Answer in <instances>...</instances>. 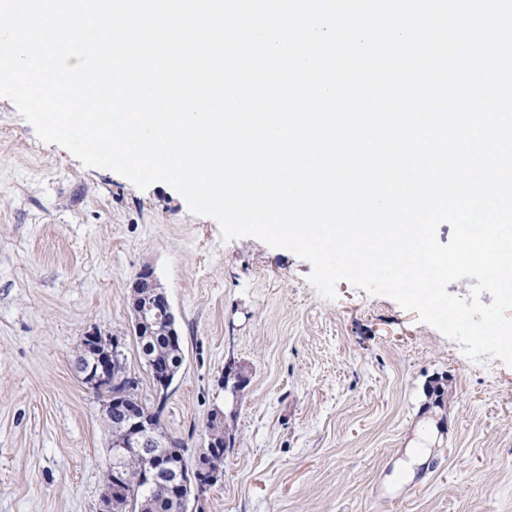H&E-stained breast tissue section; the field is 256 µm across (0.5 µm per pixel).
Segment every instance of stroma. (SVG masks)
<instances>
[{"mask_svg":"<svg viewBox=\"0 0 512 512\" xmlns=\"http://www.w3.org/2000/svg\"><path fill=\"white\" fill-rule=\"evenodd\" d=\"M152 271L184 361L161 414L194 464L214 407L234 443L188 512H512V367L474 362L394 300L253 237L223 240L168 184L147 189L41 141L0 98V512H100L109 433L77 354L122 342L145 400L131 284ZM248 379L237 402L227 363ZM434 441L407 470L421 421Z\"/></svg>","mask_w":512,"mask_h":512,"instance_id":"obj_1","label":"stroma"}]
</instances>
